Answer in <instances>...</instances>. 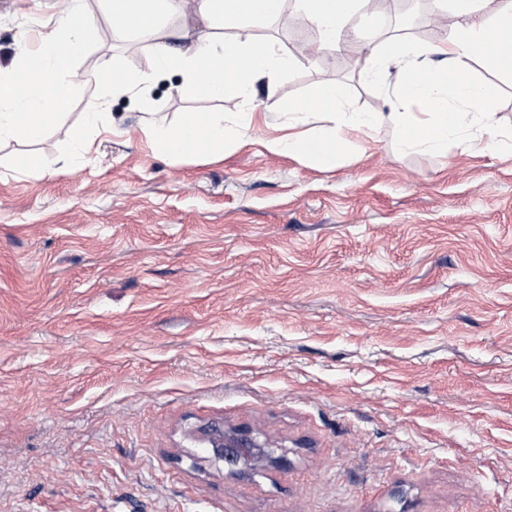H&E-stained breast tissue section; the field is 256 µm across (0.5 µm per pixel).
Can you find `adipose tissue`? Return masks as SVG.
<instances>
[{
  "label": "adipose tissue",
  "mask_w": 512,
  "mask_h": 512,
  "mask_svg": "<svg viewBox=\"0 0 512 512\" xmlns=\"http://www.w3.org/2000/svg\"><path fill=\"white\" fill-rule=\"evenodd\" d=\"M451 12L466 17L458 36L430 48V63L421 65L417 47L406 39L389 42L372 57L368 75L380 77L389 60L402 63V83L397 103L388 112H346L342 90L332 81L314 83L303 102L284 105L267 100V109L280 117L282 134L266 143L270 152L288 154L333 169L343 159L348 138L375 133L389 124L399 133V144L409 151L440 153L448 142L459 139L474 148L492 145L512 151V137L498 132L493 123L496 85L469 78L463 71L470 61L494 65L512 77V0H502L491 14L479 0H449ZM285 0H199L198 15L214 29V37L192 40L188 47L173 43L174 32L167 18L174 0H106L107 18L113 34L142 36L152 43L149 69L118 71L103 62L102 72L111 74L113 93H129L172 72L184 76L178 91L188 98L250 99L259 80L274 82L292 64L287 52L274 41L252 37L226 42L221 29L242 28L277 18ZM301 11L318 29L321 49L335 47L349 19L365 10L368 0H296ZM98 28L83 0L65 22L63 34L46 35L38 50L20 49V74L0 73V140L33 141L69 104L72 89L71 63L96 40ZM430 111L427 122L411 112L413 104ZM252 113H242L232 123L223 114L196 113L179 122L150 113L144 130L163 153L181 156L195 151L223 154L252 128Z\"/></svg>",
  "instance_id": "ef3b65f1"
}]
</instances>
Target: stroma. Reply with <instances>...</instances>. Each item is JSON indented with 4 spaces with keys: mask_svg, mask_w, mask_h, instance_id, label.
<instances>
[{
    "mask_svg": "<svg viewBox=\"0 0 512 512\" xmlns=\"http://www.w3.org/2000/svg\"><path fill=\"white\" fill-rule=\"evenodd\" d=\"M354 50L308 56L293 6L248 27L293 65L251 99H188L179 72L110 95L102 59L152 48L99 37L69 106L36 141H0V512H512V157L452 140L404 151L393 126L325 170L265 146L267 97L336 81L348 112H386L400 35L421 48L430 0H385ZM70 0L0 6V71L62 31ZM495 121L512 133V79ZM84 168L69 162L83 116ZM255 115L223 156L157 152L147 113ZM27 153L37 166L21 168ZM242 427L281 464L246 477L201 427Z\"/></svg>",
    "mask_w": 512,
    "mask_h": 512,
    "instance_id": "obj_1",
    "label": "stroma"
}]
</instances>
